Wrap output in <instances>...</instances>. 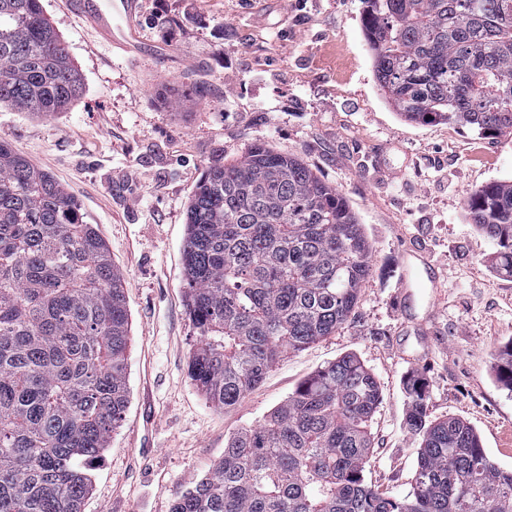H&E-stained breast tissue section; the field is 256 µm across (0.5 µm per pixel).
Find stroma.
I'll return each mask as SVG.
<instances>
[{
    "label": "stroma",
    "instance_id": "stroma-1",
    "mask_svg": "<svg viewBox=\"0 0 512 512\" xmlns=\"http://www.w3.org/2000/svg\"><path fill=\"white\" fill-rule=\"evenodd\" d=\"M83 89L51 117L0 109V137L49 172L95 225L125 278L130 402L83 512H170L230 435L262 420L297 384L355 354L381 402L364 472L378 491L410 487L419 449L402 382H428L430 420L459 418L512 469V392L493 370L512 340V277L465 212L468 195L512 180V136L481 139L445 123H411L386 101L363 32V0H143L148 45L128 59L99 42L64 0H41ZM304 160L346 198L373 247L348 321L287 352L234 407L207 401L188 375L196 336L184 306L189 200L204 171L253 143ZM426 247L435 287L400 299V258ZM434 303L429 345L404 325Z\"/></svg>",
    "mask_w": 512,
    "mask_h": 512
}]
</instances>
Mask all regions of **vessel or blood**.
Listing matches in <instances>:
<instances>
[{
  "label": "vessel or blood",
  "mask_w": 512,
  "mask_h": 512,
  "mask_svg": "<svg viewBox=\"0 0 512 512\" xmlns=\"http://www.w3.org/2000/svg\"><path fill=\"white\" fill-rule=\"evenodd\" d=\"M67 6L113 48L130 56L144 51L145 42L137 23L142 11L141 0H67ZM402 264L406 271L416 273L418 287L435 282V268L424 252H406Z\"/></svg>",
  "instance_id": "1"
}]
</instances>
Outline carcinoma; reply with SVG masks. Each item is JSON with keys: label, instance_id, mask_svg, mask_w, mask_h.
Segmentation results:
<instances>
[{"label": "carcinoma", "instance_id": "carcinoma-1", "mask_svg": "<svg viewBox=\"0 0 512 512\" xmlns=\"http://www.w3.org/2000/svg\"><path fill=\"white\" fill-rule=\"evenodd\" d=\"M384 97L406 120L512 135V0H363ZM79 72L41 0H0V106L64 111ZM512 275V181L465 201ZM371 246L344 196L263 143L206 169L187 209L189 374L234 406L286 351L340 328L370 274ZM124 280L92 224L48 172L0 138V512H81L88 466L129 404ZM496 377L512 390V344ZM419 440L405 495L364 482L381 393L347 354L235 433L171 512H512V470L466 422L430 421L427 385L404 381Z\"/></svg>", "mask_w": 512, "mask_h": 512}]
</instances>
